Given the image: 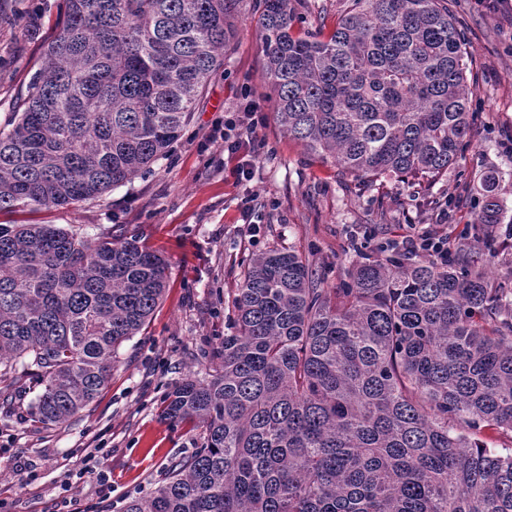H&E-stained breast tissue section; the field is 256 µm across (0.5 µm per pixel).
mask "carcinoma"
Segmentation results:
<instances>
[{"mask_svg": "<svg viewBox=\"0 0 512 512\" xmlns=\"http://www.w3.org/2000/svg\"><path fill=\"white\" fill-rule=\"evenodd\" d=\"M240 0H63V26L0 129V211L99 198L166 157L224 67ZM290 0H255L264 78L289 138L353 180L429 184L473 137L465 40L446 0H351L325 37ZM500 175L478 224H500ZM358 260L335 288L310 255L251 256L222 372L164 407L203 429L125 512H512V284L475 263ZM167 262L135 236L0 224V385L42 387L43 424L108 384L147 323Z\"/></svg>", "mask_w": 512, "mask_h": 512, "instance_id": "obj_1", "label": "carcinoma"}]
</instances>
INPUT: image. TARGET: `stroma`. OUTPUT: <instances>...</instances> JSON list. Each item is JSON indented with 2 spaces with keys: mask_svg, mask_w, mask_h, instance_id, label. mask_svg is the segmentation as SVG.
Returning <instances> with one entry per match:
<instances>
[{
  "mask_svg": "<svg viewBox=\"0 0 512 512\" xmlns=\"http://www.w3.org/2000/svg\"><path fill=\"white\" fill-rule=\"evenodd\" d=\"M63 0H0V128L14 118L45 45L59 31ZM254 0H241L237 34L224 69L208 83L201 103L168 157L131 184L96 200L65 207L0 213V224H73L136 234L168 263V288L146 326L119 348L99 396L69 420L38 423L31 410L38 390L19 383L0 399V512H53L61 499L100 512H123L126 502L162 482L172 462L203 443L190 422L161 415L166 395L184 378L209 379L222 370L218 354L228 316L252 254L269 249L313 251L320 269L338 278L356 255L353 233L391 237L403 224H431L435 201L452 199L449 233L477 234V178L499 171L501 195L512 217V15L448 0L471 52L476 82L470 107L479 119L458 164L414 196L397 177L372 183L343 179L332 161L307 153L278 126L274 109L256 146L252 181L238 182L236 161L214 135L243 93L265 100ZM260 233L241 232L244 198ZM99 449L94 472L82 473L80 451ZM21 467H11V460Z\"/></svg>",
  "mask_w": 512,
  "mask_h": 512,
  "instance_id": "1",
  "label": "stroma"
}]
</instances>
